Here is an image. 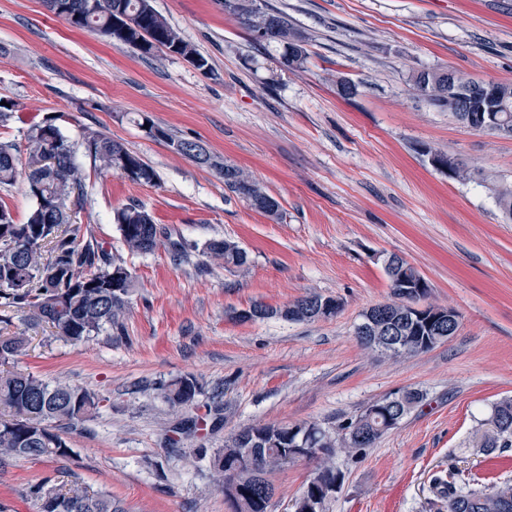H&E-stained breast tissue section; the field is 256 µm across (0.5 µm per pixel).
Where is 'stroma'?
Segmentation results:
<instances>
[{
    "label": "stroma",
    "instance_id": "35a3bbf8",
    "mask_svg": "<svg viewBox=\"0 0 512 512\" xmlns=\"http://www.w3.org/2000/svg\"><path fill=\"white\" fill-rule=\"evenodd\" d=\"M207 58L195 68L166 52L145 58L73 28L43 0H0V98L16 117L0 142L24 145L30 124L64 115L63 131L104 132L141 155L158 185L95 168L83 152L86 204L78 222L136 279L125 332L78 345L31 331L19 369L105 395L92 418L67 429V457L0 460V512H37L31 488L77 479L127 512H230L208 461L243 427L313 421L330 433L402 389L427 404L357 457L335 458L344 483L329 512H445L435 475L458 468L471 488L512 481V448L476 446L494 403L512 397V220L497 191L512 185V137L478 132L431 106L413 87L423 69L512 82V0H258L287 13L307 40L301 68L254 42L215 0H151ZM358 86L351 100L337 83ZM149 115L176 139L202 143L247 168L280 203L272 218L136 125ZM480 174L462 181L435 168V153ZM139 204L184 241L129 253L113 216ZM226 238L248 253L227 268L202 253ZM403 256L426 279L430 303L460 316L455 336L397 359L364 349L355 327L390 288L382 259ZM316 292L342 307L327 320L240 321ZM194 375L201 387L193 438L170 446L185 417L153 391ZM222 388L223 421L207 409ZM310 474L300 461L273 470L269 512H292Z\"/></svg>",
    "mask_w": 512,
    "mask_h": 512
}]
</instances>
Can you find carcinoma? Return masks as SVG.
I'll return each instance as SVG.
<instances>
[{
    "label": "carcinoma",
    "mask_w": 512,
    "mask_h": 512,
    "mask_svg": "<svg viewBox=\"0 0 512 512\" xmlns=\"http://www.w3.org/2000/svg\"><path fill=\"white\" fill-rule=\"evenodd\" d=\"M87 0H44L49 12L65 19L78 29H92L109 41L120 42L143 57L164 48L180 54H192L199 68L209 67L208 60L185 40L168 20L150 4V0H98L94 13L86 9ZM225 10L236 15L251 33L272 25L276 37L268 40L281 49L279 63L288 70L301 67L307 56L304 46H292L288 39H301L288 16L277 10L264 12L250 8V0H216ZM61 116L50 113L30 125L26 131V160H21L16 146L0 142V187L21 182L26 192L37 188L41 201L34 203L26 221L18 223L0 202V324L10 325L13 312H23L33 326L49 325L65 341L77 344L93 336L122 334L125 318L135 288V277L127 266L99 243L86 224L72 222V212L83 208L86 175L74 160L75 143L62 132ZM137 125L147 137L166 140L169 144L190 143L174 139L148 115ZM80 146L98 168L119 173L136 184H153L157 174L138 153L129 150L111 136L88 128L82 129ZM224 187L238 198L259 204L251 207L264 212L262 203L274 200L251 173L232 164L218 170ZM122 241L132 254H150L168 246L171 257L179 261L186 248L172 240L171 232L140 205H129L114 213ZM203 254L220 260L226 267L247 264L248 255L236 242L211 239ZM390 283L391 299L376 304L362 313L372 316L375 324L399 329L406 349L395 351L388 344L369 336H356L366 349L392 357L423 352L442 342L438 328L448 331L446 308L425 305L413 311L409 305H420L427 299L429 288L409 293L401 286V277L415 278L418 270L393 266L385 269ZM324 296L309 293L291 306L300 314L293 322H307L304 312L320 304ZM30 339L25 333L0 336V458L15 460L41 457H67L72 448L63 437V429L94 416L104 397L87 389L51 383L30 372L4 370L27 355ZM155 390L170 405L191 411L200 393L192 375L156 383ZM424 400L423 393L405 389L369 404L362 413L347 422L343 434L336 439L315 422L269 424L244 427L233 434L224 448L213 454L199 449V457H210L218 473L221 488L229 479L239 483L236 498L225 496L233 512H268L275 487L268 480L271 471L290 464L282 449L305 440L319 449L307 459L313 466L312 476L295 498L293 512H309L310 503L320 497L321 512H327L332 500L323 489L342 486L344 475L336 469L334 458L340 453L356 454L373 447L384 435ZM480 448L493 454L512 448V398H504L492 406L484 423ZM440 498L448 512H512V483L492 484L482 490L461 486L456 473L448 479H436ZM38 512H126L121 501L104 491L88 492L77 485L68 488L46 480L31 491Z\"/></svg>",
    "instance_id": "carcinoma-1"
}]
</instances>
